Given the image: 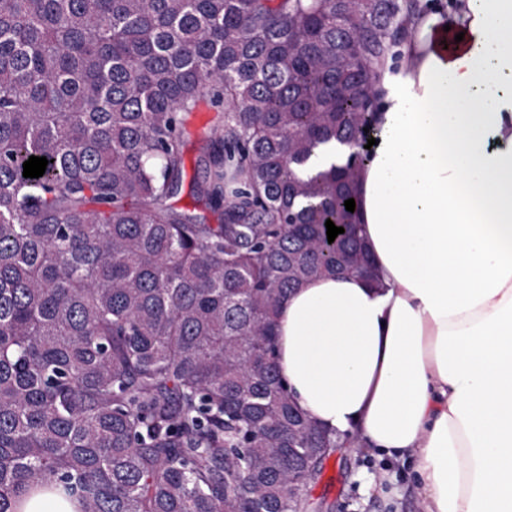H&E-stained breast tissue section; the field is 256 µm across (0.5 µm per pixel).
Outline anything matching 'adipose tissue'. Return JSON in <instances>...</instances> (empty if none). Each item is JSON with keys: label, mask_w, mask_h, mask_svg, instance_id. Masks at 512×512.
Here are the masks:
<instances>
[{"label": "adipose tissue", "mask_w": 512, "mask_h": 512, "mask_svg": "<svg viewBox=\"0 0 512 512\" xmlns=\"http://www.w3.org/2000/svg\"><path fill=\"white\" fill-rule=\"evenodd\" d=\"M396 51L358 183L377 279L292 288L278 366L318 427L411 461L422 512H512V0L419 14Z\"/></svg>", "instance_id": "ef3b65f1"}]
</instances>
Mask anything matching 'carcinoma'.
<instances>
[{
    "label": "carcinoma",
    "instance_id": "1",
    "mask_svg": "<svg viewBox=\"0 0 512 512\" xmlns=\"http://www.w3.org/2000/svg\"><path fill=\"white\" fill-rule=\"evenodd\" d=\"M355 8L0 0V512L53 483L81 512H300L343 444L283 384L277 307L371 274L344 201L420 3ZM204 100L217 224L167 204ZM333 140L356 149L301 176Z\"/></svg>",
    "mask_w": 512,
    "mask_h": 512
}]
</instances>
